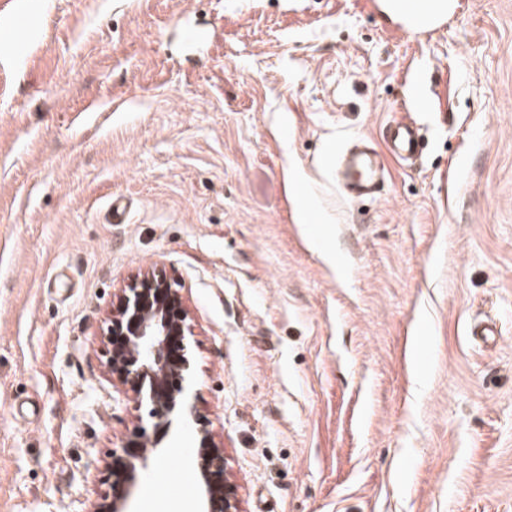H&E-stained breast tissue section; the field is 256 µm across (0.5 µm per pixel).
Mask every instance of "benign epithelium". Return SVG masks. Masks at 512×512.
Returning a JSON list of instances; mask_svg holds the SVG:
<instances>
[{
    "label": "benign epithelium",
    "mask_w": 512,
    "mask_h": 512,
    "mask_svg": "<svg viewBox=\"0 0 512 512\" xmlns=\"http://www.w3.org/2000/svg\"><path fill=\"white\" fill-rule=\"evenodd\" d=\"M193 335L190 312L181 289L163 271L149 267L139 271L113 294L112 309L102 328L105 368L137 403H146L154 419L153 433L136 431L137 443L112 452L106 464L112 479V496L95 504L94 512H130L128 487L139 468L161 457L168 436L170 415L183 400L184 373L188 371L187 337ZM196 440L198 491L201 512H242L234 485L223 480L224 451L214 441L209 422L198 419Z\"/></svg>",
    "instance_id": "benign-epithelium-1"
}]
</instances>
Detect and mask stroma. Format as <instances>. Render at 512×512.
<instances>
[{"label":"stroma","instance_id":"35a3bbf8","mask_svg":"<svg viewBox=\"0 0 512 512\" xmlns=\"http://www.w3.org/2000/svg\"><path fill=\"white\" fill-rule=\"evenodd\" d=\"M11 2L0 512H91L151 428L101 343L151 266L243 512H512V0L422 44L365 0ZM402 118L422 156L346 197L329 154ZM196 445L175 420L132 512H199Z\"/></svg>","mask_w":512,"mask_h":512}]
</instances>
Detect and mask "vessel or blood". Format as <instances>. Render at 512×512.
I'll return each instance as SVG.
<instances>
[{"label":"vessel or blood","mask_w":512,"mask_h":512,"mask_svg":"<svg viewBox=\"0 0 512 512\" xmlns=\"http://www.w3.org/2000/svg\"><path fill=\"white\" fill-rule=\"evenodd\" d=\"M372 10L388 13L399 22L400 30L415 40L429 39L446 28L456 17V0H367ZM383 151L356 147L337 154L331 171L337 186L348 196H372L381 188V173L386 166L381 155L397 164H413L422 150L415 124L397 120L387 122L380 131Z\"/></svg>","instance_id":"obj_1"}]
</instances>
